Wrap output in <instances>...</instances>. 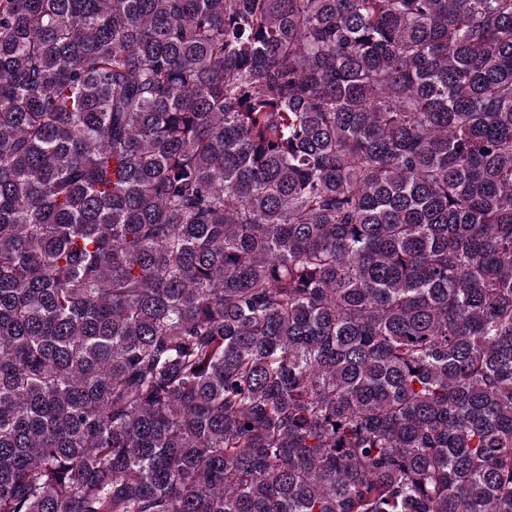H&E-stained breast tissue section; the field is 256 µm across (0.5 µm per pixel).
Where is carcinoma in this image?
I'll list each match as a JSON object with an SVG mask.
<instances>
[{
  "label": "carcinoma",
  "mask_w": 512,
  "mask_h": 512,
  "mask_svg": "<svg viewBox=\"0 0 512 512\" xmlns=\"http://www.w3.org/2000/svg\"><path fill=\"white\" fill-rule=\"evenodd\" d=\"M0 512H512V0H0Z\"/></svg>",
  "instance_id": "carcinoma-1"
}]
</instances>
